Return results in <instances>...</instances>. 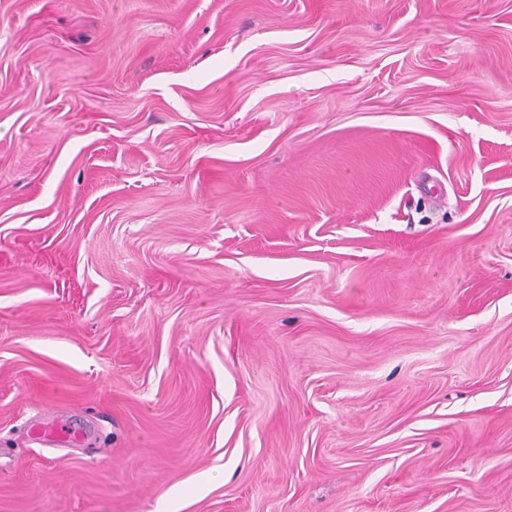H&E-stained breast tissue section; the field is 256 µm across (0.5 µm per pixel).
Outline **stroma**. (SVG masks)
Instances as JSON below:
<instances>
[{
    "label": "stroma",
    "instance_id": "stroma-1",
    "mask_svg": "<svg viewBox=\"0 0 512 512\" xmlns=\"http://www.w3.org/2000/svg\"><path fill=\"white\" fill-rule=\"evenodd\" d=\"M0 512H512V0H0Z\"/></svg>",
    "mask_w": 512,
    "mask_h": 512
}]
</instances>
